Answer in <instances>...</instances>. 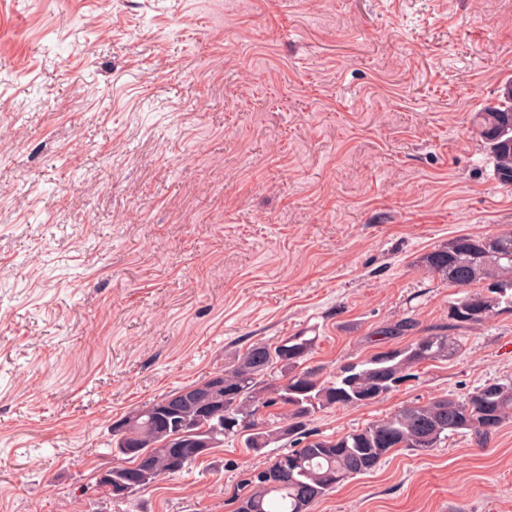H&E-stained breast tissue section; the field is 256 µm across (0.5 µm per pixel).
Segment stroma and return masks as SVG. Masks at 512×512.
Here are the masks:
<instances>
[{
    "instance_id": "35a3bbf8",
    "label": "stroma",
    "mask_w": 512,
    "mask_h": 512,
    "mask_svg": "<svg viewBox=\"0 0 512 512\" xmlns=\"http://www.w3.org/2000/svg\"><path fill=\"white\" fill-rule=\"evenodd\" d=\"M512 80V0H0V512H228L237 440L128 501L112 424L254 341L347 362L447 323L420 257L512 233L469 118ZM512 379V312L334 438ZM311 512H512V420L400 449Z\"/></svg>"
}]
</instances>
